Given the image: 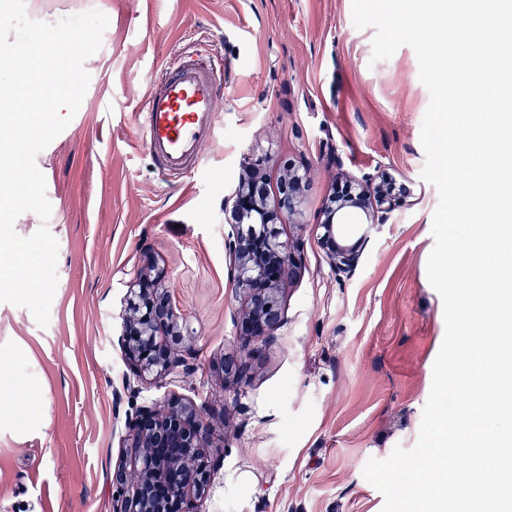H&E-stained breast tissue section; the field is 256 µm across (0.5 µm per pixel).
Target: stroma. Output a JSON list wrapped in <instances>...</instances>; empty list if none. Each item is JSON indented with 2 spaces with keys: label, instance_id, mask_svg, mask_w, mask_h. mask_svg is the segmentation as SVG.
<instances>
[{
  "label": "stroma",
  "instance_id": "35a3bbf8",
  "mask_svg": "<svg viewBox=\"0 0 512 512\" xmlns=\"http://www.w3.org/2000/svg\"><path fill=\"white\" fill-rule=\"evenodd\" d=\"M52 23L97 9L109 24L83 102L36 158L52 205L18 235L48 225L58 284L47 326L0 303V371L24 410L0 402V512H112V469L134 407L176 393L214 416L203 512H382L363 476L369 459L412 448L445 323L427 277L439 196L422 180L421 125L430 102L418 60L400 47L371 62L374 28L352 0H25ZM178 50L224 58L216 134L199 164L163 178L136 136L137 114ZM264 158L269 191L286 162L305 166L297 220L304 268L284 284L287 317L246 355L228 277L224 197L247 160ZM389 175L411 194L371 234L356 273L327 264L316 222L341 175ZM168 275L194 357L164 385L126 383L116 344L123 299L143 264ZM242 362L223 377L224 358Z\"/></svg>",
  "mask_w": 512,
  "mask_h": 512
}]
</instances>
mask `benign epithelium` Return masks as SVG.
<instances>
[{"label":"benign epithelium","instance_id":"7a95c632","mask_svg":"<svg viewBox=\"0 0 512 512\" xmlns=\"http://www.w3.org/2000/svg\"><path fill=\"white\" fill-rule=\"evenodd\" d=\"M306 172L290 164L278 194L264 185L240 181L224 198V249L228 277L243 292L247 309L237 328L248 348L268 341L285 322L279 295L283 276L294 278L304 267L303 249L281 239L275 219L298 212ZM358 193L331 196L317 221L319 242L329 266L339 277H352L362 258L369 230L386 223L401 195L370 176L354 180ZM367 221L360 244L349 245L339 226ZM164 271L151 265L140 272L139 289L124 299L118 347L140 380L157 384L189 370L179 346L189 335L165 286ZM210 413L176 395L161 404L142 405L126 418L125 457L112 473V512H200L211 475L203 449L216 447Z\"/></svg>","mask_w":512,"mask_h":512}]
</instances>
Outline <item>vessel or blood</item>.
I'll list each match as a JSON object with an SVG mask.
<instances>
[{"label":"vessel or blood","instance_id":"1","mask_svg":"<svg viewBox=\"0 0 512 512\" xmlns=\"http://www.w3.org/2000/svg\"><path fill=\"white\" fill-rule=\"evenodd\" d=\"M224 61L178 54L154 79L155 90L140 114L142 144L157 168L168 175L198 164L204 145L215 136L218 90Z\"/></svg>","mask_w":512,"mask_h":512}]
</instances>
